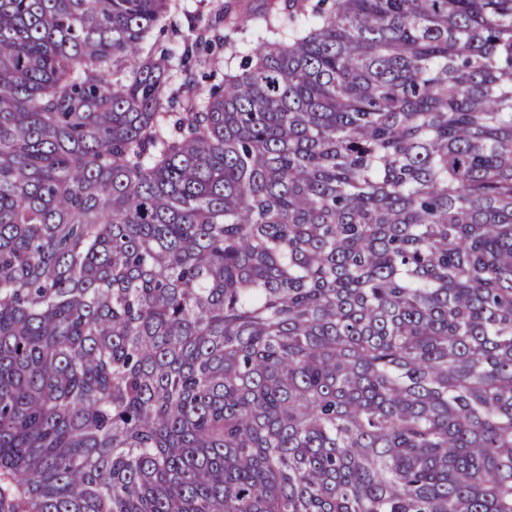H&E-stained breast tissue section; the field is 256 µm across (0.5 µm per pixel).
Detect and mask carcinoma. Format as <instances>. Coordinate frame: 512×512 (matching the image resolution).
Here are the masks:
<instances>
[{"mask_svg": "<svg viewBox=\"0 0 512 512\" xmlns=\"http://www.w3.org/2000/svg\"><path fill=\"white\" fill-rule=\"evenodd\" d=\"M0 0V512H512V0ZM186 9L189 13L181 10H175L172 12L171 21L180 29L182 35L188 38L190 41H194L196 38V32H194V21L193 16L198 13H202L205 16L209 15L212 20L216 13V5L221 4L220 0H185ZM207 53H211V52L201 49L200 59L201 60L207 59V63L206 64L202 63V65H199V63H198L192 69L193 81L190 83L189 94L195 93L196 90H200V89L205 90L207 87V84L219 83L222 80V78L224 77V64L222 63V60L224 59V51H221V53L219 54V64L217 65L219 72L214 73L215 75L213 78H211V80L202 78V75L204 73L212 74V72L210 71V65L208 64V60H209L210 56H207Z\"/></svg>", "mask_w": 512, "mask_h": 512, "instance_id": "carcinoma-1", "label": "carcinoma"}]
</instances>
